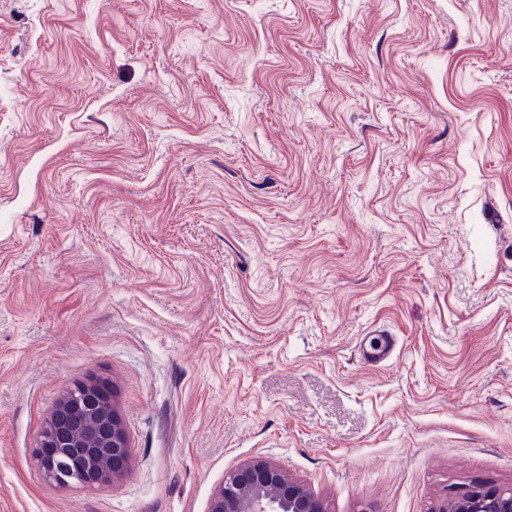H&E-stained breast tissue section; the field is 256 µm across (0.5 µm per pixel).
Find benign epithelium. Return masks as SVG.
Segmentation results:
<instances>
[{
    "mask_svg": "<svg viewBox=\"0 0 512 512\" xmlns=\"http://www.w3.org/2000/svg\"><path fill=\"white\" fill-rule=\"evenodd\" d=\"M34 457L50 481L102 487L118 476L129 457V441L112 405L111 393L99 382L76 385L54 406ZM208 512H330L327 502L291 478L274 462L249 461L214 490ZM431 512H512V488L461 490L438 502Z\"/></svg>",
    "mask_w": 512,
    "mask_h": 512,
    "instance_id": "benign-epithelium-1",
    "label": "benign epithelium"
}]
</instances>
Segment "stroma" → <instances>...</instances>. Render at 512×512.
I'll list each match as a JSON object with an SVG mask.
<instances>
[{"mask_svg":"<svg viewBox=\"0 0 512 512\" xmlns=\"http://www.w3.org/2000/svg\"><path fill=\"white\" fill-rule=\"evenodd\" d=\"M89 379L129 460L61 487ZM256 458L331 512L512 487V0H0V512ZM393 350L394 339L392 336H385L376 338V340L370 344V350L363 347L362 352L364 359L368 363L379 365L389 358ZM129 441L112 405L111 393L99 382L76 385L54 406L34 457L43 475L69 486L102 487L117 477L129 457ZM107 457L94 463V456ZM49 462L52 467H49ZM75 475L69 484L58 467Z\"/></svg>","mask_w":512,"mask_h":512,"instance_id":"35a3bbf8","label":"stroma"}]
</instances>
